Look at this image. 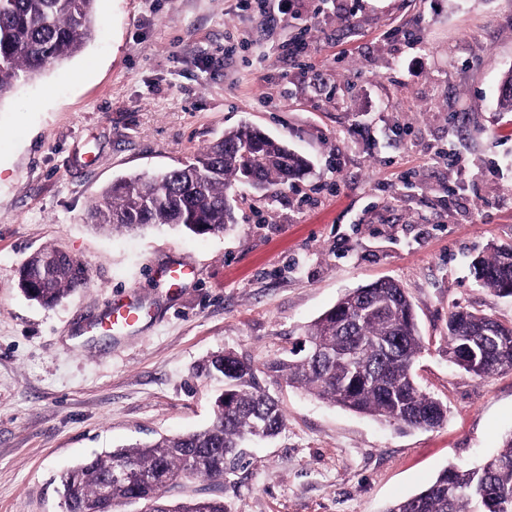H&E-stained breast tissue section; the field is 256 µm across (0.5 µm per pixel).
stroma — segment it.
<instances>
[{
  "mask_svg": "<svg viewBox=\"0 0 512 512\" xmlns=\"http://www.w3.org/2000/svg\"><path fill=\"white\" fill-rule=\"evenodd\" d=\"M511 69L512 0H96L82 52L0 102V512H62L66 468L204 429L220 384L195 366L221 350L253 365L285 426L223 481L168 485L170 500L385 512L448 464L496 455L512 432V371L452 366L447 321L456 304L512 320V297L472 266L512 242V115L497 110ZM244 123L310 170L273 193L234 185L223 235L86 224L117 178L179 166ZM46 246L90 276L53 307L17 287ZM183 262L195 273L171 286ZM381 277L409 292L418 383L448 407L439 428L324 404L269 369ZM123 300L139 308L134 330L86 336Z\"/></svg>",
  "mask_w": 512,
  "mask_h": 512,
  "instance_id": "obj_1",
  "label": "stroma"
}]
</instances>
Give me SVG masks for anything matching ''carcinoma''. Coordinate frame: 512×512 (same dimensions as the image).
Returning <instances> with one entry per match:
<instances>
[{"label":"carcinoma","instance_id":"obj_1","mask_svg":"<svg viewBox=\"0 0 512 512\" xmlns=\"http://www.w3.org/2000/svg\"><path fill=\"white\" fill-rule=\"evenodd\" d=\"M96 0H0V101L16 84L33 80L82 50L93 32ZM308 160L251 125L224 136L193 158L156 175L122 177L105 188L87 211L102 231L132 232L175 225L197 235H219L235 223L227 190L244 182L258 191L286 186L306 174ZM477 281L498 297L512 296V244L492 248L473 264ZM88 269L56 249L34 253L20 271L18 287L31 300L55 305L87 287ZM448 354L459 369L480 379L512 371V322L456 305L448 313ZM309 346L271 364L288 385L318 400L375 417L401 429H435L448 409L423 392L414 373L424 348L407 289L393 279L356 288L323 312L307 333ZM224 379L214 418L203 430L135 443L94 456L61 475L66 512H100L110 488L112 502H143L147 512H228L218 498L173 503L164 495L180 476L217 480L253 439L273 438L285 415L262 387L252 365L232 351L211 354L198 367ZM133 465V483L112 479L114 464ZM386 512H512V433L503 449L478 468L445 467L418 493Z\"/></svg>","mask_w":512,"mask_h":512}]
</instances>
